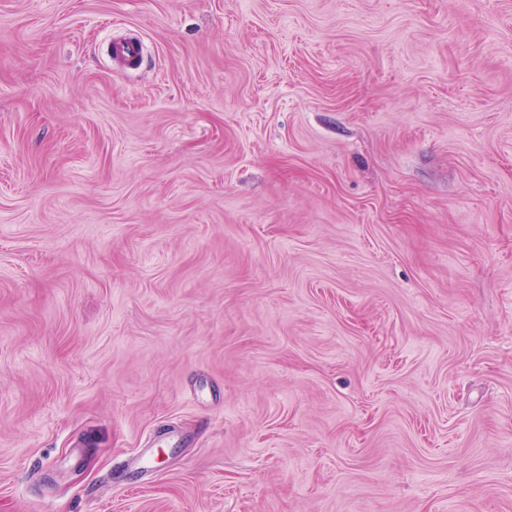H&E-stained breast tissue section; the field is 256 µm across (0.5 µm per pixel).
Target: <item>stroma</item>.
I'll list each match as a JSON object with an SVG mask.
<instances>
[{"label":"stroma","mask_w":512,"mask_h":512,"mask_svg":"<svg viewBox=\"0 0 512 512\" xmlns=\"http://www.w3.org/2000/svg\"><path fill=\"white\" fill-rule=\"evenodd\" d=\"M0 512H512V0H0Z\"/></svg>","instance_id":"1"}]
</instances>
